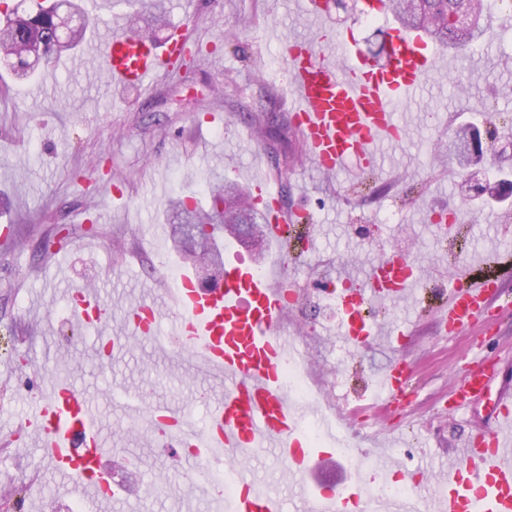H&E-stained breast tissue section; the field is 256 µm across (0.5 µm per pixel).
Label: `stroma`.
<instances>
[{"label":"stroma","mask_w":512,"mask_h":512,"mask_svg":"<svg viewBox=\"0 0 512 512\" xmlns=\"http://www.w3.org/2000/svg\"><path fill=\"white\" fill-rule=\"evenodd\" d=\"M507 5L480 45L441 51L421 94L404 106V139L377 147L374 166L347 163L324 174L300 149L284 102V58L265 30L282 40L320 44L317 23L297 0H196L185 30L184 64L160 77L149 93L113 87L95 41L113 28L142 25L141 0L112 7L83 0L88 29L83 46L40 64L16 80L0 64V194L14 207L4 222L24 225L25 244L0 246V512H99L95 502L67 494L63 480L17 433L23 416L56 369L67 371L92 404L98 428L140 466L124 479L149 491L129 512H211L208 497L190 485L177 441L156 446L145 417L118 396L141 395L208 418L207 379L183 354L131 342L115 360H100L90 330L72 334L77 319L70 290L96 293L110 326L120 327L140 289L167 291L183 268L172 238L153 245L166 224L170 198L201 201L209 182L224 176L249 183L269 178L284 215L304 212L313 231L291 224L283 280L304 288L287 326L301 338L305 358L334 405L346 409L342 436L363 447V433L388 425L411 427L395 453L404 476L437 469L448 451L480 428L487 409L448 413V387L479 355L476 336L443 335L434 321V289H445L451 253L471 261L512 251V197L463 195L462 176L448 164V140L458 126L493 131L500 153L486 156L478 182L512 180V23ZM336 29H351L366 57L385 44V20L365 22L357 0L334 9ZM273 121V140L255 119ZM452 215L446 230L440 216ZM393 252L409 253L423 283L422 314L383 304L379 317L402 331L401 341L351 352L336 337L339 316L324 292L344 277L366 285L369 270ZM404 350L418 387L404 409L372 403L374 380Z\"/></svg>","instance_id":"1"}]
</instances>
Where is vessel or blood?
<instances>
[{"mask_svg": "<svg viewBox=\"0 0 512 512\" xmlns=\"http://www.w3.org/2000/svg\"><path fill=\"white\" fill-rule=\"evenodd\" d=\"M304 13L320 22L326 33L323 49L305 41L290 42L285 50L289 67L291 110L308 156L326 173H335L346 161L371 165L377 142H400L405 127L396 110L422 88L435 64L431 42L418 32L394 24L387 28L383 65L364 58L352 31H336L330 23L327 0H301ZM349 59L337 66L334 48ZM184 48L182 26H174L163 43L132 41L115 34L100 46L112 84L141 90L171 71ZM250 196L265 217L264 237L276 245L286 240L288 223L274 203L266 176L250 183ZM512 275V253L499 251L479 264L454 272L452 289L439 305L441 325L454 335L464 330H486L484 317L497 310H512V295L502 279ZM412 265L391 254L370 270L367 287L347 288L336 300L341 316L337 334L359 350L378 338L390 337L367 318V311L387 302L409 300L414 294ZM177 316L169 330L159 327L153 301L142 300L128 310L119 331L107 332L102 323L99 297L83 290L72 294L79 320L100 338L110 355H120L129 339L142 338L159 347L175 345L188 351L201 370L220 376L224 386L214 398L204 428H196L169 406L149 410L153 433L178 436L197 455L214 465L238 462L237 489L224 496L213 473L196 475L197 487L210 494L214 512H283V506L263 482L249 477L246 463L257 451H269L288 468L300 491L302 512H512V385L497 384L494 358L485 356L468 364L448 390L452 407L464 408L490 399L488 424L471 436L437 477L436 496L413 491L402 498H382L372 490L374 481L396 472L390 453L380 461L366 462L354 470L351 487L340 491L329 484L308 480L318 460L338 455L343 442L339 432L348 426L344 415L326 420L327 436L320 445L303 434L302 412L283 383L281 365L301 358L297 337L286 327L294 290L282 280V260L265 267L253 264L247 251L224 246V268L214 286L201 287L194 275L181 272L173 290ZM410 372L404 357H397L377 381V401L402 404L410 394ZM25 428L42 457L68 477L77 492L100 502L121 492L103 468L118 451L103 438L90 404L68 375L53 373Z\"/></svg>", "mask_w": 512, "mask_h": 512, "instance_id": "1", "label": "vessel or blood"}]
</instances>
